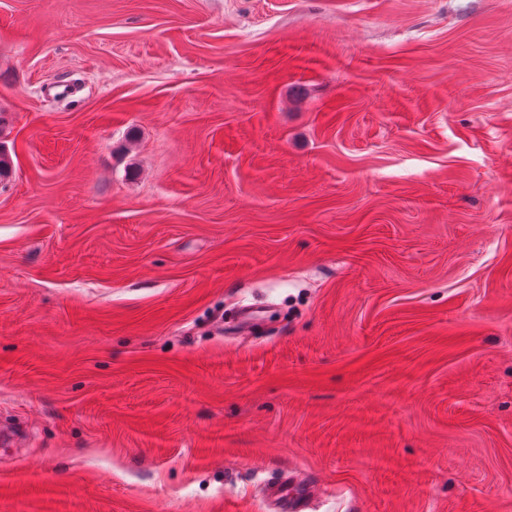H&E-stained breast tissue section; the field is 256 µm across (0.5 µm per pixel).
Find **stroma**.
<instances>
[{
  "label": "stroma",
  "mask_w": 512,
  "mask_h": 512,
  "mask_svg": "<svg viewBox=\"0 0 512 512\" xmlns=\"http://www.w3.org/2000/svg\"><path fill=\"white\" fill-rule=\"evenodd\" d=\"M0 140V512H512V0H0ZM313 483H298L287 479L268 485L263 496L274 506L273 512H305L315 492Z\"/></svg>",
  "instance_id": "1"
}]
</instances>
